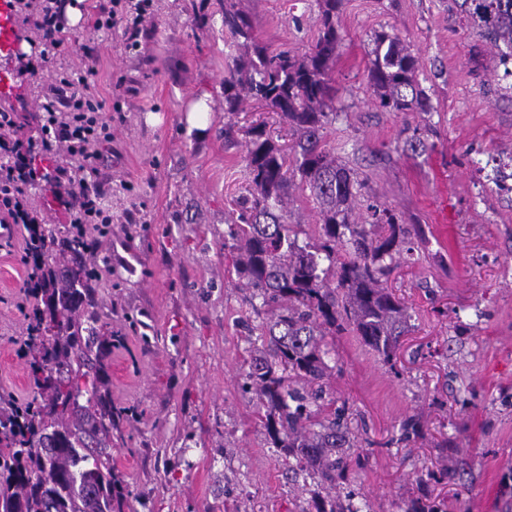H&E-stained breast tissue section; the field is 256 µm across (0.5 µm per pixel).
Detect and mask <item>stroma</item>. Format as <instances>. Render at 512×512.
Here are the masks:
<instances>
[{"label":"stroma","mask_w":512,"mask_h":512,"mask_svg":"<svg viewBox=\"0 0 512 512\" xmlns=\"http://www.w3.org/2000/svg\"><path fill=\"white\" fill-rule=\"evenodd\" d=\"M99 0L68 8L67 40L36 74H18L27 33L0 53V75L23 138L39 141V102L60 67L94 70L112 111V141L96 181L112 216L82 257L95 271L92 311L108 351L112 465L124 512H296L312 481L288 476L242 376L260 321L234 270L229 235L247 195L246 127L265 124L282 146L288 125L252 98L224 109V79L237 41L224 0H148L137 44L124 22L96 31ZM256 40L270 52L304 54L318 37L315 0H242ZM451 0H342L343 36L333 71L337 116L325 139L367 180V194L427 241L389 288L410 309L394 365L353 336L336 339L327 393L345 404L364 465L348 483L370 512H406L416 499L440 512H512V198L494 191L473 158L512 161V101L477 71L484 45L450 14ZM391 29L419 58L416 79L434 110L386 112L367 70L375 31ZM207 99L211 120L187 111ZM428 128L425 151L405 146ZM25 268L0 249V407L37 396L17 306ZM418 418L422 433L403 438Z\"/></svg>","instance_id":"35a3bbf8"}]
</instances>
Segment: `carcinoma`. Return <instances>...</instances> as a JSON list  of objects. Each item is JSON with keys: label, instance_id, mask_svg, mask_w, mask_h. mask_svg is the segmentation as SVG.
I'll use <instances>...</instances> for the list:
<instances>
[{"label": "carcinoma", "instance_id": "obj_1", "mask_svg": "<svg viewBox=\"0 0 512 512\" xmlns=\"http://www.w3.org/2000/svg\"><path fill=\"white\" fill-rule=\"evenodd\" d=\"M240 0H224V27L244 39L246 59L224 81L225 111L235 112L245 92L288 123L293 156L283 153L261 127L249 134L251 192L231 227L235 269L246 280L254 312H265L249 339L252 352L245 388L273 447L295 461L294 476L315 488L300 512H361V492L339 481L362 466L355 437L344 425V408L326 399L336 337L351 334L377 359L393 364L409 331L407 308L386 283L403 255L426 242L417 224H405L388 208L369 204L361 223L352 219L366 181L338 160L324 142L336 111L331 86L342 38L336 26L341 0H316L320 29L301 57L270 54L253 39ZM456 14L486 45L485 71L498 74L512 59V0H453ZM368 86L387 112H431L428 93L415 82L419 58L394 33L373 36ZM309 192L318 214L312 235L299 241L302 225L285 221L290 189ZM63 272L42 292L26 343L40 401L0 411V512H116L118 481L112 469L115 414L105 391L98 354V318L88 312L90 271ZM57 332L42 336L47 316ZM53 373L58 383L45 384Z\"/></svg>", "mask_w": 512, "mask_h": 512}]
</instances>
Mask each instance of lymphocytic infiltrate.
I'll list each match as a JSON object with an SVG mask.
<instances>
[{"label": "lymphocytic infiltrate", "instance_id": "1", "mask_svg": "<svg viewBox=\"0 0 512 512\" xmlns=\"http://www.w3.org/2000/svg\"><path fill=\"white\" fill-rule=\"evenodd\" d=\"M69 0H9L13 13L24 14L31 22L41 50L38 57L48 61L66 40L65 11ZM144 12L139 0H110L101 8L96 28L111 32L117 17L126 20L128 40H137ZM92 70L67 68L58 71L55 84L43 97L44 114L41 150L56 156L66 154L71 162L56 165L44 173L28 160L19 136L21 126L13 110L0 107V229L5 244L21 242V261L27 266L23 283L26 299H38V287L49 273L34 261V250L41 234L38 213L29 197L42 180L53 185V199L67 215L71 230L89 236L96 225L111 223L112 217L100 205L101 195L94 178L98 173L101 147L112 136V121L106 104L99 100L92 81Z\"/></svg>", "mask_w": 512, "mask_h": 512}]
</instances>
